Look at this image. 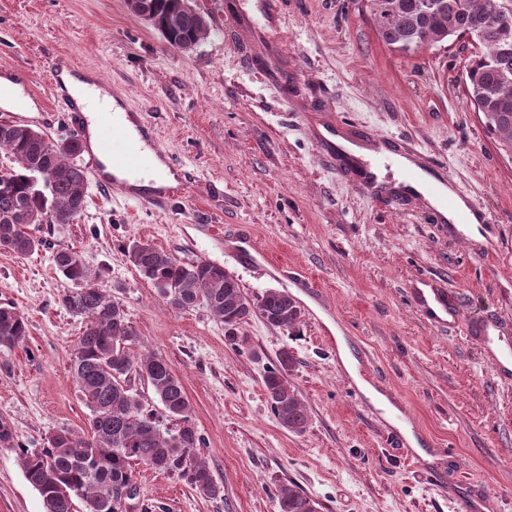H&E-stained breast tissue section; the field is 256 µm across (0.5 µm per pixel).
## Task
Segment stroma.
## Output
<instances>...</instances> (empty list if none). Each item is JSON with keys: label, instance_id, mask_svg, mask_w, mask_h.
<instances>
[{"label": "stroma", "instance_id": "1", "mask_svg": "<svg viewBox=\"0 0 512 512\" xmlns=\"http://www.w3.org/2000/svg\"><path fill=\"white\" fill-rule=\"evenodd\" d=\"M207 39L170 47L127 0H0V77L18 84L32 128L72 135L54 101L48 67L72 64L107 83L156 127L179 162L180 198L141 211L95 180L71 224H34L45 242L29 256L0 250V303L28 318L22 344L0 350V419L16 447H0V512H44L25 480L18 447L42 448L56 429H84L90 411L70 375L81 324L60 303L65 279L52 256L80 251L121 301L143 349L181 378L203 455L224 496L211 499L172 474L136 466L134 512H278L293 482L320 512H458L484 487L480 512H512V378L493 351L466 336L492 316L497 346L512 351V160L467 103L472 48L445 43L402 52L379 38L362 0H192ZM362 142L405 141L418 165L443 168L465 201L491 220L480 240L442 223L421 198L394 205L324 161L320 125ZM312 279L331 307L233 249L241 231ZM148 241L230 273L250 297L269 289L298 302V328L251 319L231 344L206 306H168L129 262ZM434 281L461 300L460 321L440 326L411 291ZM363 351L358 373L414 423L419 454L396 448V427L353 392L336 346ZM288 380L310 411L305 431L278 423L263 378L281 351Z\"/></svg>", "mask_w": 512, "mask_h": 512}]
</instances>
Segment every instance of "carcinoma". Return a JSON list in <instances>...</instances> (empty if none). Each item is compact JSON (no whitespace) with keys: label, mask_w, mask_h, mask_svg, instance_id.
I'll list each match as a JSON object with an SVG mask.
<instances>
[{"label":"carcinoma","mask_w":512,"mask_h":512,"mask_svg":"<svg viewBox=\"0 0 512 512\" xmlns=\"http://www.w3.org/2000/svg\"><path fill=\"white\" fill-rule=\"evenodd\" d=\"M367 0L381 41L396 50L415 52L448 41H466L474 52L466 70V98L478 112L500 154L512 159V23L491 26L505 0ZM137 17H158L167 44L188 50L208 32L199 13L180 7V0H128ZM83 151L77 138L46 141V135L25 124L0 122V152L11 165L0 169V249L19 256L36 252L42 241L28 229L33 224H71L85 209V174L76 163ZM133 266L166 303L187 310L201 303L224 323L234 342L239 329L257 317L266 324L290 329L301 309L288 295L268 289L253 299L223 268L196 260L183 262L170 253L138 241L127 246ZM55 268L74 284L61 294L63 307L81 318L83 327L72 354L70 371L90 410L88 428L62 427L46 436L43 448L31 452L16 443L11 425L0 419V446L19 450L26 481L42 498L45 512H125L117 491L134 484V466L178 475L211 499L224 497L203 459V438L191 421L192 406L182 380L156 353L137 356L140 342L127 311L90 272L82 255L62 246L53 255ZM28 336L25 315L0 304V350L12 349ZM293 355L283 350L278 367L263 379L270 409L280 425L303 431L310 418L307 406L288 383ZM136 375L151 386L162 404L168 428L146 407L128 380ZM279 512H318L317 504L297 485L283 484L277 495Z\"/></svg>","instance_id":"carcinoma-1"}]
</instances>
